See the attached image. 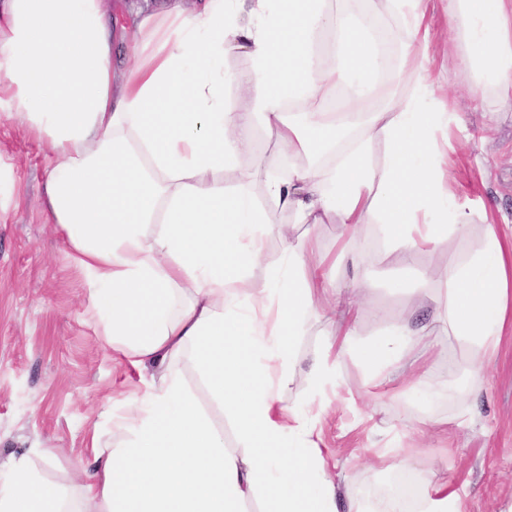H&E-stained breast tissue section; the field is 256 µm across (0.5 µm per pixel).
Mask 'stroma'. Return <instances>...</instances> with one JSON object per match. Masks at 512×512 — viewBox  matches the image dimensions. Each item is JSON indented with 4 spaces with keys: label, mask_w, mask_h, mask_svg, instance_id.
Returning <instances> with one entry per match:
<instances>
[{
    "label": "stroma",
    "mask_w": 512,
    "mask_h": 512,
    "mask_svg": "<svg viewBox=\"0 0 512 512\" xmlns=\"http://www.w3.org/2000/svg\"><path fill=\"white\" fill-rule=\"evenodd\" d=\"M429 9L435 39L428 67L435 83L461 104L447 130L455 147L448 180L458 198L470 200L473 213L465 234L449 233L420 253V272L481 253L490 224L503 245L512 244V98L475 99L470 74L449 71L444 60L454 32L441 0H431ZM283 160L260 125L249 149L224 173L228 188L252 178L254 197L272 224L292 220L262 191L267 170H279ZM46 164L44 147L0 109V465L26 456L46 481L69 487L92 425L104 432L110 427L102 416L108 398L119 396L139 375L115 358L85 313L87 280L45 216ZM304 230L331 255L348 244L342 287H353L358 265L373 279L360 296L365 315L353 351L339 361L335 381L314 405L329 460L347 476L338 488L339 512L353 504L364 512H387L389 499L420 475L466 493L468 512H507L512 507V331H504L488 355L435 337L425 385L407 391L396 379L374 389L363 366L367 348L396 321L425 322L430 297L414 299L398 290L408 273L399 250L378 228L362 227L351 238L329 219ZM330 329L323 319H311L296 342L291 379L281 390L284 404H299L307 391L309 360ZM479 357L486 363L472 372L468 361ZM38 448L54 449L53 466H43L34 454ZM396 448L409 452V472L394 468Z\"/></svg>",
    "instance_id": "obj_1"
}]
</instances>
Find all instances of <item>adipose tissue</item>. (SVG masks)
<instances>
[{
    "mask_svg": "<svg viewBox=\"0 0 512 512\" xmlns=\"http://www.w3.org/2000/svg\"><path fill=\"white\" fill-rule=\"evenodd\" d=\"M412 34L405 63L390 68L372 11L352 15L327 0H0V105L52 158L44 210L90 285L86 312L112 352L141 376L123 407L111 408L112 441L92 432L78 482L63 491L25 458L11 461L0 512H338L337 485L318 443L315 394L336 378L359 327L357 294L336 285L346 250L324 253L316 239L289 241L299 224L335 218L346 231L377 226L406 268L448 231L464 232L469 200L448 186L435 132L457 104L426 65L429 0H392ZM456 33L451 56L478 93H512V0H443ZM335 31L336 50L317 45ZM128 42L131 63L112 66V40ZM248 54L235 76L247 104L224 109V55ZM413 87L371 113L336 167L314 163L333 121L319 108L366 110L375 79ZM307 101L305 121L285 103ZM263 120L288 154L287 176L269 175L264 193L293 217L265 220L246 186L227 189L224 171ZM382 140L386 160L370 148ZM286 243L264 287L250 282L264 240ZM512 273L495 227L484 252L449 263L437 278L451 297L420 328L405 322L366 355L373 388L391 367L408 386L427 373L417 362L430 337L445 334L497 346ZM335 329L315 353L305 409L283 405L290 354L311 315ZM191 363L233 421L241 449L188 387Z\"/></svg>",
    "mask_w": 512,
    "mask_h": 512,
    "instance_id": "obj_1",
    "label": "adipose tissue"
}]
</instances>
